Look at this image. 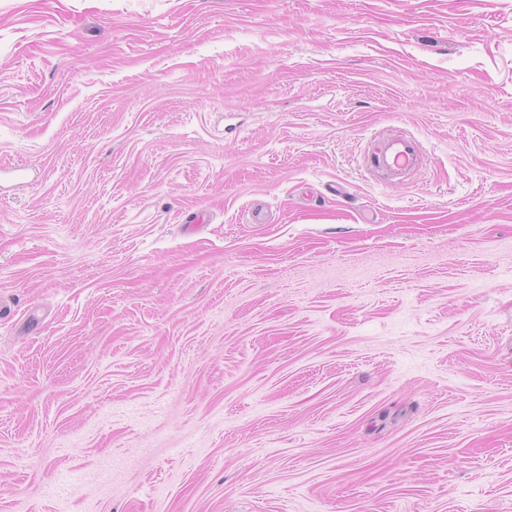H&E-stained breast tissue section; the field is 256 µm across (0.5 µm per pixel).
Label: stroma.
<instances>
[{
  "label": "stroma",
  "instance_id": "obj_1",
  "mask_svg": "<svg viewBox=\"0 0 512 512\" xmlns=\"http://www.w3.org/2000/svg\"><path fill=\"white\" fill-rule=\"evenodd\" d=\"M0 297V512H512V0H0ZM421 155L416 141L406 135H389L374 141L368 170L384 180L408 174L419 167Z\"/></svg>",
  "mask_w": 512,
  "mask_h": 512
}]
</instances>
